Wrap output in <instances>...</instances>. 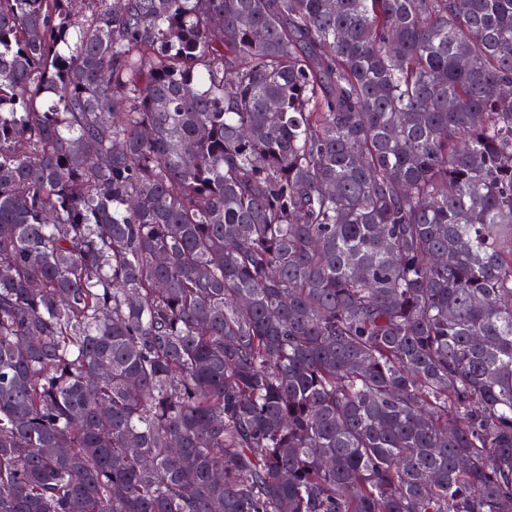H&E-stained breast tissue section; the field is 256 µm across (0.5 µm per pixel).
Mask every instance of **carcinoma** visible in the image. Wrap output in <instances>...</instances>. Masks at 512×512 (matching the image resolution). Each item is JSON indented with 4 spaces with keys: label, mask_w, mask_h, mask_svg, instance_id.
Wrapping results in <instances>:
<instances>
[{
    "label": "carcinoma",
    "mask_w": 512,
    "mask_h": 512,
    "mask_svg": "<svg viewBox=\"0 0 512 512\" xmlns=\"http://www.w3.org/2000/svg\"><path fill=\"white\" fill-rule=\"evenodd\" d=\"M0 0V512H512V0Z\"/></svg>",
    "instance_id": "obj_1"
}]
</instances>
